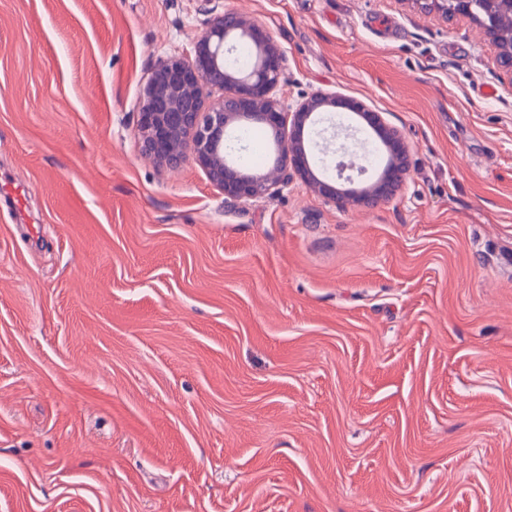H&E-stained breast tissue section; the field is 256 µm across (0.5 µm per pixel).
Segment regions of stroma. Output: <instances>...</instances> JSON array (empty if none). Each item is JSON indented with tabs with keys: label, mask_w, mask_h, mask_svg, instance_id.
<instances>
[{
	"label": "stroma",
	"mask_w": 512,
	"mask_h": 512,
	"mask_svg": "<svg viewBox=\"0 0 512 512\" xmlns=\"http://www.w3.org/2000/svg\"><path fill=\"white\" fill-rule=\"evenodd\" d=\"M364 100L390 199L146 156L206 0H0V512H512V74L406 0H224Z\"/></svg>",
	"instance_id": "obj_1"
}]
</instances>
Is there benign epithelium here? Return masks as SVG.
<instances>
[{
	"instance_id": "7a95c632",
	"label": "benign epithelium",
	"mask_w": 512,
	"mask_h": 512,
	"mask_svg": "<svg viewBox=\"0 0 512 512\" xmlns=\"http://www.w3.org/2000/svg\"><path fill=\"white\" fill-rule=\"evenodd\" d=\"M212 7L201 35L187 58L170 56L158 60L151 77L140 91L137 126L142 150L160 165L172 168L191 161L202 168L210 182L227 198L256 200L266 197L277 184L294 177L339 208L371 204L391 198L409 172L410 147L403 134L389 125L382 113L362 100L336 91H318L293 105L275 94L279 85L283 53L264 28L222 0H207ZM443 17L474 16L480 8L488 22L512 15V0H405ZM251 41L255 49L252 65L232 70L225 57L238 41ZM502 66L512 74V30L492 36ZM222 91L216 101L206 103L212 90ZM354 115L359 131H371L386 149L380 175L357 192L335 186L336 180L320 178L311 168L312 133L325 117ZM255 124L270 131L275 156L265 171L245 170L224 155V136L235 124Z\"/></svg>"
}]
</instances>
